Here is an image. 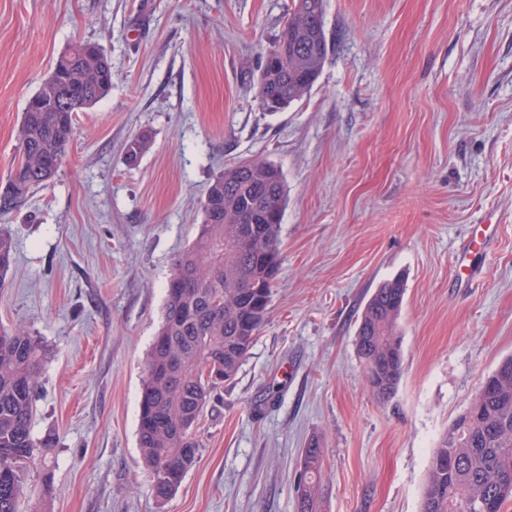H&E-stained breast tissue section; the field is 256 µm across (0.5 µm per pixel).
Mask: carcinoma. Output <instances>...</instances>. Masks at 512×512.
<instances>
[{
  "label": "carcinoma",
  "mask_w": 512,
  "mask_h": 512,
  "mask_svg": "<svg viewBox=\"0 0 512 512\" xmlns=\"http://www.w3.org/2000/svg\"><path fill=\"white\" fill-rule=\"evenodd\" d=\"M324 0H292L275 43L264 56L256 98L263 110L287 108L318 79L328 56ZM112 88V62L95 42L63 52L50 77L28 99L18 130L19 151L0 188V217L11 213L56 176L75 117ZM150 145L140 133L125 147L136 164ZM286 202L281 169L257 158L224 168L208 186L203 219L192 246L173 261L161 324L145 360L138 445L151 495L163 505L198 458L196 428L215 390L238 373L265 324L280 269L279 233ZM16 244L0 230V288ZM406 288L382 284L368 300L355 339L380 401L402 376L398 319ZM43 350L22 326L0 328V512H20L33 489L26 472L46 459L53 441L32 429ZM491 390L476 393L433 449L420 512H479L512 499V357L488 376ZM322 448L302 449L297 512H318Z\"/></svg>",
  "instance_id": "cac0c4a2"
}]
</instances>
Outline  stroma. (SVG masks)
<instances>
[{"instance_id":"stroma-1","label":"stroma","mask_w":512,"mask_h":512,"mask_svg":"<svg viewBox=\"0 0 512 512\" xmlns=\"http://www.w3.org/2000/svg\"><path fill=\"white\" fill-rule=\"evenodd\" d=\"M290 6L0 0V184L58 56L89 41L112 60V89L77 114L53 182L5 219L16 254L0 324L45 350L32 426L54 440L50 512H296L313 437L321 512H420L433 448L512 356V0H325L323 70L269 113L255 82ZM244 157L283 172V264L201 419L196 463L159 506L137 438L144 356L210 182ZM487 222L460 284L461 245ZM393 279L407 289L403 374L381 402L355 338Z\"/></svg>"}]
</instances>
